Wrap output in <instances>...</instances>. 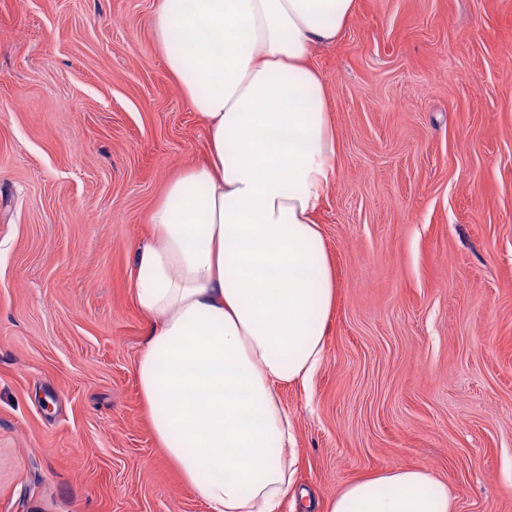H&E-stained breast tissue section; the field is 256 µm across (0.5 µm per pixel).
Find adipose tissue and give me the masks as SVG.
<instances>
[{"label":"adipose tissue","mask_w":512,"mask_h":512,"mask_svg":"<svg viewBox=\"0 0 512 512\" xmlns=\"http://www.w3.org/2000/svg\"><path fill=\"white\" fill-rule=\"evenodd\" d=\"M353 0H159L152 28L207 132L134 251L150 330L135 363L153 434L211 512H277L296 443L281 388L325 357L335 275L316 215L337 133L311 64ZM328 512H453L447 486L394 468L344 486Z\"/></svg>","instance_id":"ef3b65f1"}]
</instances>
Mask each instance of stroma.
<instances>
[{
	"label": "stroma",
	"instance_id": "1",
	"mask_svg": "<svg viewBox=\"0 0 512 512\" xmlns=\"http://www.w3.org/2000/svg\"><path fill=\"white\" fill-rule=\"evenodd\" d=\"M157 0H0V512H210L158 448L132 252L206 133ZM312 63L336 128L326 357L282 389L296 486L420 467L512 512V0H354Z\"/></svg>",
	"mask_w": 512,
	"mask_h": 512
}]
</instances>
